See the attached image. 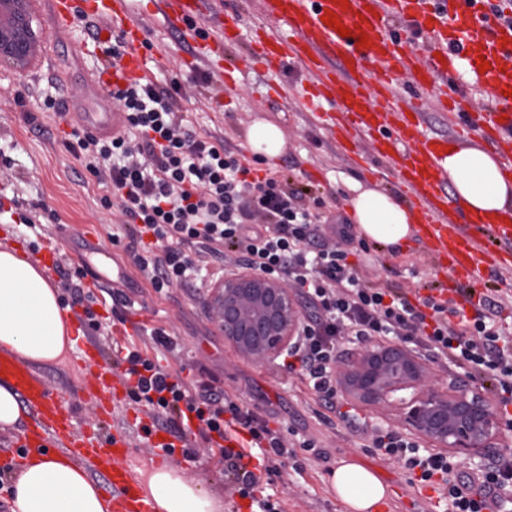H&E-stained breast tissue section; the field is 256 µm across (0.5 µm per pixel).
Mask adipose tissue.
I'll use <instances>...</instances> for the list:
<instances>
[{"label": "adipose tissue", "mask_w": 512, "mask_h": 512, "mask_svg": "<svg viewBox=\"0 0 512 512\" xmlns=\"http://www.w3.org/2000/svg\"><path fill=\"white\" fill-rule=\"evenodd\" d=\"M248 149L267 160L287 147L283 131L266 119L248 129ZM463 208L489 221L512 219V176L497 153L453 146L443 161ZM350 220L359 236L385 249H400L417 233L413 208L379 185L350 186ZM78 327L46 267L15 250L0 248V348L28 365L56 362L74 348ZM331 486L346 512H375L386 498L380 478L362 465L339 460ZM10 512H112L87 467L68 454L26 457L14 474ZM143 491L154 512H224V501L184 469L162 464L145 474Z\"/></svg>", "instance_id": "adipose-tissue-1"}]
</instances>
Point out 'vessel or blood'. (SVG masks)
I'll use <instances>...</instances> for the list:
<instances>
[{"instance_id":"b4317fda","label":"vessel or blood","mask_w":512,"mask_h":512,"mask_svg":"<svg viewBox=\"0 0 512 512\" xmlns=\"http://www.w3.org/2000/svg\"><path fill=\"white\" fill-rule=\"evenodd\" d=\"M269 16L282 23L275 32H254L259 62L271 71L288 63L300 64L311 78L299 90L303 107L316 113L328 127H341L370 141L375 156L395 167L401 183L414 197L423 229L432 248L445 260L449 283L480 281L500 251L512 246V224H486L474 215L464 223L448 216V175L442 161L448 141L429 136L419 122L416 104L394 103L396 75L404 61L390 27L392 19L412 22L422 36L427 62L414 76L422 87L435 86L463 72L490 97L489 113L468 114L466 133H482L505 153H512V27L500 23L495 6L503 0H263ZM203 0H145V6L168 24L187 25L199 18ZM49 17L56 31L70 32L78 14L103 19L108 34H119L127 47L116 65L93 72L84 89L93 100L91 110L79 113L82 128L100 136L114 134L122 115L112 106L110 90L148 76L139 48L144 30L133 16L131 0H49ZM335 14L338 26L325 23ZM349 36L338 34V27ZM366 44H359V37ZM488 69H481V61ZM485 234L484 241L474 231ZM0 375L9 379L32 413V423L21 435L23 448L69 444L72 453L95 460L111 471L114 505L130 498L132 476L119 457L128 446L125 436L76 433L73 410L48 387L44 378L16 357L0 353Z\"/></svg>"}]
</instances>
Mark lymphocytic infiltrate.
I'll return each mask as SVG.
<instances>
[{
  "mask_svg": "<svg viewBox=\"0 0 512 512\" xmlns=\"http://www.w3.org/2000/svg\"><path fill=\"white\" fill-rule=\"evenodd\" d=\"M180 88L175 79L165 87L129 84L112 95L124 114L120 134L71 132L86 169L105 185L130 234L141 241L136 265L152 288L188 285L203 263H234L286 282L316 311L301 322L289 354L299 364L300 379L327 403L336 395L340 342L395 338L491 380L500 410L512 405V331L499 324L489 295H479L469 316L451 298L366 284L348 260L349 225H339L338 244L325 243L322 200L305 204L301 191L275 175L249 178L222 140L202 138L184 123L177 112ZM125 361V377L136 380L128 391L132 401L165 415L177 434L194 418L206 444L224 440V473L241 497L255 498L259 484L245 457L272 475L296 459L298 450L314 446L305 439L290 447L256 411L231 396H216L212 382L187 385L135 350ZM243 433L249 448L228 447V440ZM370 446L400 463L410 485L433 488L448 512H484V491L512 492V448L484 464L476 480L466 481L450 456L421 448L399 430L373 429Z\"/></svg>",
  "mask_w": 512,
  "mask_h": 512,
  "instance_id": "obj_1",
  "label": "lymphocytic infiltrate"
}]
</instances>
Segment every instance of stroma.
Masks as SVG:
<instances>
[{
  "label": "stroma",
  "mask_w": 512,
  "mask_h": 512,
  "mask_svg": "<svg viewBox=\"0 0 512 512\" xmlns=\"http://www.w3.org/2000/svg\"><path fill=\"white\" fill-rule=\"evenodd\" d=\"M41 22L40 50L25 74L0 66V244L15 247L47 268L74 270L88 267L93 281H82L84 303L72 312L83 335L76 350L64 362L39 365L51 387L69 400L76 412L78 429L106 436L121 432L129 448L125 460L132 474L163 463H175L187 476L205 483L224 500L226 512H251V501L241 498L224 476L219 450L207 449L199 436L186 438L185 447L162 454L157 439L173 442L175 434L154 424L147 407L119 397L96 396L98 365L120 372L130 347L159 363L170 374L192 384L201 374L215 378L218 390L258 408L271 426H283L314 440L316 451H298L303 473L293 467L280 469L271 482H260L258 494L272 493L284 512H344L328 475L342 459L375 471L380 478L395 477L405 483L403 496L387 498L380 512H434L438 495L432 488L408 486L401 465L376 454L368 446L365 428L377 425L402 429L397 411L368 406L337 394L335 408L309 390L297 375L289 373L282 358L257 364L240 357L211 318L205 288H173L156 292L135 266L132 240L117 208L102 201L106 193L83 166L67 143L72 127L59 120L58 112H72L83 94L81 79L87 68L80 59L79 41L88 37L85 26L74 35L55 33L46 0H36ZM136 21L148 39V79L163 85L181 83L178 101L187 123L203 137L214 136L235 148L243 165L262 173L291 178L296 185H310L324 198L325 213L347 214L348 179L379 183L400 198H407L394 169L384 160L363 159L345 151L343 138L333 136L314 113L304 111L298 89L309 77L300 65L288 64L271 76L250 58L253 28L276 29L275 20L264 16L260 0H206L194 27L208 41L220 44L223 81L206 78L204 64L193 60L178 33L161 15L139 13ZM398 93L401 100L418 98L427 132L461 145L486 147L485 139L460 132L463 115L441 109L437 98L414 83L412 71H403ZM56 101V110H42L44 98ZM277 124L287 149L275 165L257 163L246 147L247 131L254 120ZM83 234L76 247L61 237L62 229ZM361 276L369 284L403 291L421 286L446 287L444 275L424 239H417L395 253L370 247L355 255ZM163 329L177 344L169 352L157 347L152 329ZM28 422L20 417L15 429L0 431V512H10L7 488L26 452L18 446Z\"/></svg>",
  "instance_id": "stroma-1"
}]
</instances>
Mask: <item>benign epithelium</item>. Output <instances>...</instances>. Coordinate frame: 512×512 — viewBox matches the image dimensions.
Returning <instances> with one entry per match:
<instances>
[{"mask_svg": "<svg viewBox=\"0 0 512 512\" xmlns=\"http://www.w3.org/2000/svg\"><path fill=\"white\" fill-rule=\"evenodd\" d=\"M34 0H0V62L22 73L39 48ZM210 306L224 338L245 358L270 361L293 342L300 323L298 302L278 279L231 268L213 283ZM340 389L369 405L390 403L391 395L412 390L402 401L405 423L436 447L473 458L498 447L500 421L477 389L454 385V393L429 386L421 357L398 343H368L336 370Z\"/></svg>", "mask_w": 512, "mask_h": 512, "instance_id": "benign-epithelium-1", "label": "benign epithelium"}]
</instances>
